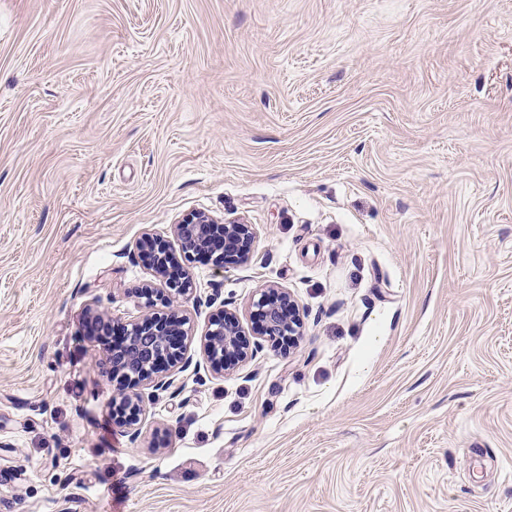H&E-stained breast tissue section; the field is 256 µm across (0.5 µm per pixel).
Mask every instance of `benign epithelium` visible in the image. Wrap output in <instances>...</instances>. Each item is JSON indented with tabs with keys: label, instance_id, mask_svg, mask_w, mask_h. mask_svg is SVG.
Returning <instances> with one entry per match:
<instances>
[{
	"label": "benign epithelium",
	"instance_id": "benign-epithelium-1",
	"mask_svg": "<svg viewBox=\"0 0 512 512\" xmlns=\"http://www.w3.org/2000/svg\"><path fill=\"white\" fill-rule=\"evenodd\" d=\"M224 232V241L229 243L236 238H246L249 234L245 224H215L201 213L189 214L177 226V233L186 253H192L204 244L214 229ZM258 313L260 325L258 335L274 342L282 339L293 341L299 335L302 318L298 306L284 289L269 285L261 291L253 303ZM186 320L181 316L157 314L143 319L130 328V339L126 348L113 357L112 375L118 382L130 380L141 382L155 392H166L175 383V379L162 371L158 359L169 358L179 362V369L186 370L193 362L192 357L168 347L166 337L186 334ZM224 347V353L214 355V350ZM260 348V342L250 340L237 330V317L232 312H224L223 319L214 323V328L206 335L205 353L211 367L226 372L235 366L238 359L254 356ZM138 407L134 401L122 395L116 405L117 418L129 429L137 425Z\"/></svg>",
	"mask_w": 512,
	"mask_h": 512
}]
</instances>
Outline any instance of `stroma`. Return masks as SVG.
Here are the masks:
<instances>
[{"label":"stroma","mask_w":512,"mask_h":512,"mask_svg":"<svg viewBox=\"0 0 512 512\" xmlns=\"http://www.w3.org/2000/svg\"><path fill=\"white\" fill-rule=\"evenodd\" d=\"M268 285L296 346L213 372ZM175 307L130 436L87 321ZM0 512H512V0H0ZM215 227L224 232V240L222 236H214V240L207 244L208 249H200L202 252L210 251L212 247H216L218 244L223 246L224 241L227 244L235 238H249V229L246 224H215L208 216L193 213L184 217L177 226V233L185 253L189 254L196 251L199 246L209 239ZM206 335L205 353L210 360L211 367L219 372H226L235 366L238 359L252 357L260 348V342L252 343L237 330V317L234 313L224 310L223 319L213 324ZM224 347V353L217 356L214 350ZM216 352V350H215ZM227 352H232L227 355Z\"/></svg>","instance_id":"1"}]
</instances>
